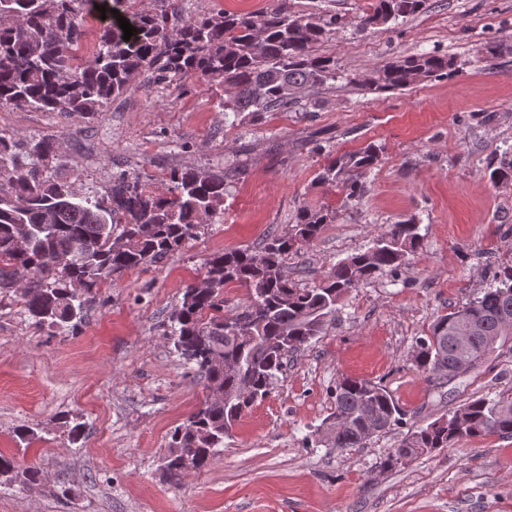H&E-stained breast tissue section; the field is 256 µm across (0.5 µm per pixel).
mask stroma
Here are the masks:
<instances>
[{
	"label": "stroma",
	"mask_w": 512,
	"mask_h": 512,
	"mask_svg": "<svg viewBox=\"0 0 512 512\" xmlns=\"http://www.w3.org/2000/svg\"><path fill=\"white\" fill-rule=\"evenodd\" d=\"M288 4L340 17L313 53L332 58L341 78L314 102L259 123L225 119L219 86L194 81L182 94L146 75L78 127L56 112L0 109V132L57 134L84 187L102 192L124 175L162 192L170 170L184 168L223 172L226 187L204 232L98 288L77 328H37L21 304L0 301V453L40 463L45 474L30 486L0 476V512H512V439L477 437L392 470L378 466L412 428L471 397L512 392L509 352L441 389L411 359L438 316L512 262V185L491 184L487 172L512 146V0H427L366 31L356 21L373 0ZM421 53L447 57L451 71L389 92L355 83ZM370 141L380 160L363 175L360 198L316 183L329 154ZM326 205L334 222L288 258L301 287L398 220L415 218L421 245L397 272L344 294L324 332L290 359L211 462L170 484L161 469L170 434L204 398L202 379L167 336L172 308L203 278L210 254L260 248L301 208ZM343 376L383 382L406 412L403 425L362 448L311 444ZM67 414L85 424L79 441L62 423ZM23 426L37 434L31 444L15 435Z\"/></svg>",
	"instance_id": "35a3bbf8"
}]
</instances>
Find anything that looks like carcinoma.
Listing matches in <instances>:
<instances>
[{
	"label": "carcinoma",
	"mask_w": 512,
	"mask_h": 512,
	"mask_svg": "<svg viewBox=\"0 0 512 512\" xmlns=\"http://www.w3.org/2000/svg\"><path fill=\"white\" fill-rule=\"evenodd\" d=\"M138 0H0V108L59 112L74 122L91 120L111 101L132 91L144 74L181 86L194 77L224 84L231 94L224 112L251 117L286 110L336 81V64L312 56V48L340 24L334 15L295 14L277 0L259 16L230 12L190 16L180 0H155L151 10ZM424 0H375L358 27L366 30L417 12ZM105 6L93 56L80 58L85 16ZM137 29L123 40L115 14ZM451 62L412 55L371 70L357 83L373 90L407 88L441 76ZM380 147L329 159L316 181L342 183L347 198L364 191L360 177L379 162ZM65 165L54 134L16 139L0 133V299L17 297L38 327L74 329L82 323L93 293L129 270L156 263L198 235L224 205V175L194 169L170 171L164 193L125 178L109 191L82 190L58 175ZM495 184L512 182V146L490 163ZM335 210H300L288 232L272 234L258 251L211 254L204 261L205 286L183 289L169 316L167 336L184 364L204 380L205 396L188 419L174 428L164 470L172 484L184 461L201 469L224 445V437L257 401L278 384L288 356L305 350L336 313L342 296L396 271L420 246L412 219L388 226L363 252L339 261L312 288L288 275V256L311 245ZM245 298L225 322V290ZM512 352V266L498 285L439 316L416 340L412 358L428 381L442 387L465 377L497 352ZM334 409L313 432L330 448H361L402 422L404 412L385 385L343 376L336 382ZM512 438V393L473 398L408 433L380 462L383 469L449 448L465 438ZM24 485L43 479L37 464L17 469L0 454V474Z\"/></svg>",
	"instance_id": "carcinoma-1"
}]
</instances>
